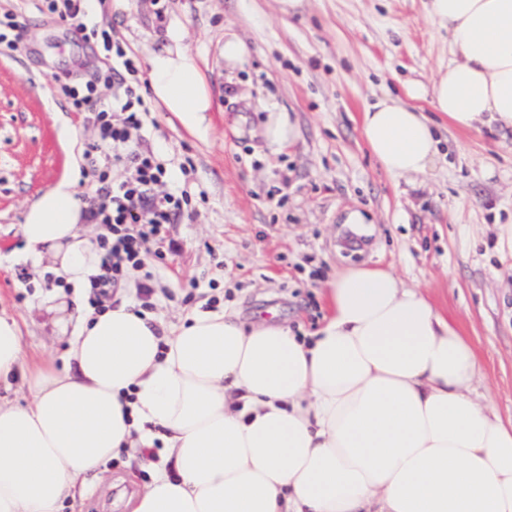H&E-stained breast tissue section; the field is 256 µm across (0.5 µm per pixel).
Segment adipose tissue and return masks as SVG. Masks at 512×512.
<instances>
[{"instance_id": "adipose-tissue-1", "label": "adipose tissue", "mask_w": 512, "mask_h": 512, "mask_svg": "<svg viewBox=\"0 0 512 512\" xmlns=\"http://www.w3.org/2000/svg\"><path fill=\"white\" fill-rule=\"evenodd\" d=\"M428 14L452 38L436 112L461 130L512 128V0H430ZM166 38L146 60L148 93L194 134L211 95L183 27ZM363 134L396 176L440 153L431 117L395 98L366 110ZM87 209L63 179L21 224L22 261L48 264L79 304L101 257ZM136 287L80 314L62 370L28 357L0 315V381L21 374L30 395L0 403V512H61L106 461L146 448L156 473L129 512H512V418L478 401L473 345L394 270L336 272L310 335L233 307L166 326L136 309Z\"/></svg>"}]
</instances>
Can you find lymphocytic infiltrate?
<instances>
[{
    "label": "lymphocytic infiltrate",
    "mask_w": 512,
    "mask_h": 512,
    "mask_svg": "<svg viewBox=\"0 0 512 512\" xmlns=\"http://www.w3.org/2000/svg\"><path fill=\"white\" fill-rule=\"evenodd\" d=\"M49 12L69 21L84 37L101 40L111 52L113 67L123 69L128 78L112 94L106 108L99 111L97 143L89 146L86 155L94 167L122 168L120 179L104 187L90 205L88 218L106 225L113 240L104 245L100 272L93 277L92 286L97 300L110 298L127 270L142 267L147 245H154L156 256L177 252V244L168 241L166 226L172 223L182 207V200L172 194L155 197L153 185L166 174L164 166L154 154L134 149L132 131L144 125L149 108L135 80V63L126 50L113 43L104 30L88 27L78 16L73 0H45Z\"/></svg>",
    "instance_id": "1"
}]
</instances>
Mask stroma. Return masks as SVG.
<instances>
[{"instance_id":"1","label":"stroma","mask_w":512,"mask_h":512,"mask_svg":"<svg viewBox=\"0 0 512 512\" xmlns=\"http://www.w3.org/2000/svg\"><path fill=\"white\" fill-rule=\"evenodd\" d=\"M139 66L172 24L198 60L213 99L204 129L189 134L153 108L134 142L165 164L157 192L187 198L169 225L180 246L147 255L146 311L163 323L192 309L234 304L243 319L274 312L312 334L328 314L324 285L356 263L393 268L427 292L468 336L483 365L480 400L512 416V131L459 130L438 119L442 152L408 178L384 171L363 136V114L408 86L432 87L451 56V36L428 0H78ZM13 47L0 54V313L16 317L29 355L63 357L73 322L54 326L42 307L62 281L16 261L22 215L39 195L79 171L84 200L102 185L86 151L97 124L71 111L60 84H92L91 110L113 92L109 55L40 0H0ZM253 49L241 69L224 65V38ZM289 114L292 146L267 143L268 112ZM363 221L347 223L349 213ZM93 484L83 512H124L150 482L145 457L120 454Z\"/></svg>"}]
</instances>
